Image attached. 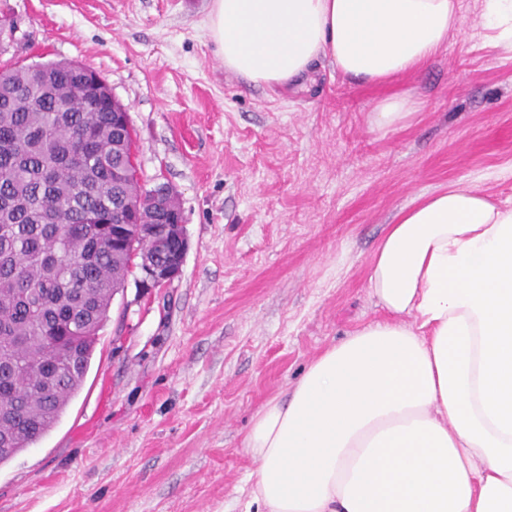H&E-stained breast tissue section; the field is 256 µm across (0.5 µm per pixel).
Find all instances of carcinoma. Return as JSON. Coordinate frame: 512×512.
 Returning a JSON list of instances; mask_svg holds the SVG:
<instances>
[{"label":"carcinoma","instance_id":"obj_1","mask_svg":"<svg viewBox=\"0 0 512 512\" xmlns=\"http://www.w3.org/2000/svg\"><path fill=\"white\" fill-rule=\"evenodd\" d=\"M0 66V463L36 444L79 392L132 256L112 248L123 200L152 191L114 171L129 162L131 135L112 130V103L75 97L69 61ZM66 357L60 373L41 365L47 339Z\"/></svg>","mask_w":512,"mask_h":512}]
</instances>
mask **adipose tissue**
<instances>
[{"instance_id": "adipose-tissue-1", "label": "adipose tissue", "mask_w": 512, "mask_h": 512, "mask_svg": "<svg viewBox=\"0 0 512 512\" xmlns=\"http://www.w3.org/2000/svg\"><path fill=\"white\" fill-rule=\"evenodd\" d=\"M512 44V0H482ZM459 0H214L227 71L270 89L326 58L348 79L423 68ZM384 312L266 401L244 438L243 512H512V205L450 183L388 225L369 263Z\"/></svg>"}]
</instances>
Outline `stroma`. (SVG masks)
Returning <instances> with one entry per match:
<instances>
[{
	"label": "stroma",
	"instance_id": "35a3bbf8",
	"mask_svg": "<svg viewBox=\"0 0 512 512\" xmlns=\"http://www.w3.org/2000/svg\"><path fill=\"white\" fill-rule=\"evenodd\" d=\"M212 0H0V60H76L129 108L138 181L184 216L180 274H129L78 395L0 465V512H241L251 419L328 347L381 319L369 260L420 195L471 185L512 203V52L480 0L422 70L350 80L325 60L308 89L224 69ZM413 95L381 134L379 102ZM416 102L411 95L382 101L371 111L372 126L384 134L402 126L415 112Z\"/></svg>",
	"mask_w": 512,
	"mask_h": 512
}]
</instances>
